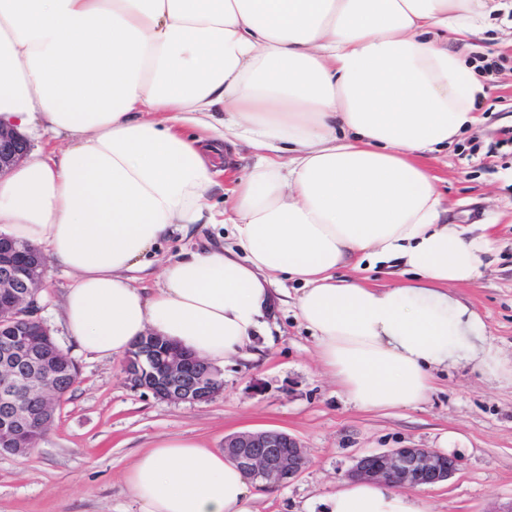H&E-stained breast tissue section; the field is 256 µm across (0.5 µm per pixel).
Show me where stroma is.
<instances>
[{
  "label": "stroma",
  "instance_id": "stroma-1",
  "mask_svg": "<svg viewBox=\"0 0 512 512\" xmlns=\"http://www.w3.org/2000/svg\"><path fill=\"white\" fill-rule=\"evenodd\" d=\"M471 62L501 60L487 81L480 125L419 162L437 179L452 224L485 225L494 246L481 278L452 287L484 318L505 362H512V21L495 13ZM233 241L228 224H197L156 248L143 286L155 287L166 262ZM287 289L246 356L221 366L223 390L202 403H171L132 389L122 358L81 350L62 320L68 276L56 266L39 296L40 316L77 361L79 378L52 426L22 456L0 454V512H138L125 474L139 453L170 437H191L223 449L227 435L281 430L299 439L309 463L295 480L262 491L256 512H323L324 500L360 456L391 448L447 447L461 465L448 481L419 490L428 512H497L512 502V379L490 377L472 364L435 372L421 404L381 412L359 410L319 365L315 338L298 316L302 284L276 276Z\"/></svg>",
  "mask_w": 512,
  "mask_h": 512
}]
</instances>
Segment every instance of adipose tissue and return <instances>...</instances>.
Instances as JSON below:
<instances>
[{"label": "adipose tissue", "instance_id": "1", "mask_svg": "<svg viewBox=\"0 0 512 512\" xmlns=\"http://www.w3.org/2000/svg\"><path fill=\"white\" fill-rule=\"evenodd\" d=\"M506 0H0V124L68 138L0 178V232L70 275L63 306L84 350L125 354L148 333L220 366L266 333L273 277L301 281L300 319L348 400L414 406L434 369L507 371L482 316L448 292L475 283L493 241L444 223L417 155L478 125L471 44ZM260 157L210 202L212 155ZM232 245L164 266L153 248L193 224ZM399 260L371 287L352 262ZM139 512H255L256 487L219 450L166 438L126 475ZM328 512H428L381 481H344Z\"/></svg>", "mask_w": 512, "mask_h": 512}]
</instances>
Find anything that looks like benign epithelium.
Listing matches in <instances>:
<instances>
[{
    "mask_svg": "<svg viewBox=\"0 0 512 512\" xmlns=\"http://www.w3.org/2000/svg\"><path fill=\"white\" fill-rule=\"evenodd\" d=\"M30 144L12 128L0 126V176L24 162ZM48 259L43 253L21 250L13 239L0 235V331L7 339L0 347V452H28L29 427L25 424L26 399L39 398V418L49 426L55 417L61 391H42L39 374L23 362L51 358L70 370L77 365L59 346L40 313L39 293L47 288ZM202 364L205 374L192 372ZM123 374L131 387L174 403H201L222 388L219 371L160 336H143L135 353L125 357ZM224 456L252 480L272 487L297 478L308 463L305 448L292 435L276 431H245L224 438ZM460 460L433 448H393L359 457L346 472L351 480L385 481L395 487H430L450 479Z\"/></svg>",
    "mask_w": 512,
    "mask_h": 512,
    "instance_id": "benign-epithelium-1",
    "label": "benign epithelium"
}]
</instances>
